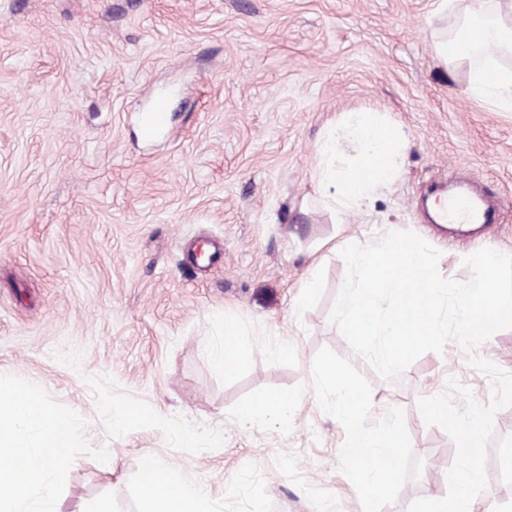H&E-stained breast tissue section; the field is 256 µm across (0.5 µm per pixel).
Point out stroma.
I'll use <instances>...</instances> for the list:
<instances>
[{"label":"stroma","instance_id":"obj_1","mask_svg":"<svg viewBox=\"0 0 512 512\" xmlns=\"http://www.w3.org/2000/svg\"><path fill=\"white\" fill-rule=\"evenodd\" d=\"M461 8L0 0V384L71 417L55 512L103 500L136 512L145 453L202 484L205 512H364L320 381L328 363L372 398L363 427L390 421L404 434L397 488L375 512L446 494L456 449L418 401L453 379L485 403L490 377L451 342L383 378L329 314L343 242L410 230L458 280L481 247L512 255V112L467 96L466 69L433 52ZM166 90L168 133L144 139L139 114ZM361 109L382 113L409 149L371 212L339 224L311 171L324 133ZM435 182L498 199L492 230L431 224L423 202ZM204 245L223 268L194 259ZM227 315L252 347L230 375L207 357ZM272 392L295 398L287 418L241 427L239 406ZM129 405L155 421L116 425ZM489 446L493 510L512 512V407L496 414Z\"/></svg>","mask_w":512,"mask_h":512}]
</instances>
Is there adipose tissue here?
<instances>
[{
  "label": "adipose tissue",
  "mask_w": 512,
  "mask_h": 512,
  "mask_svg": "<svg viewBox=\"0 0 512 512\" xmlns=\"http://www.w3.org/2000/svg\"><path fill=\"white\" fill-rule=\"evenodd\" d=\"M444 65L468 69V96L499 112H512V68L501 59L512 55V0H468L455 30L434 43ZM408 143L380 113H348L320 143L312 181L314 192L335 219L368 212L398 175ZM212 367L230 374L251 359V349L233 319H225L224 336L209 350ZM322 382L337 391L336 411L347 428L344 454L360 487L365 508L394 489L395 472L388 456L403 452V434L395 424L367 431L359 419L369 397L345 384L334 364L320 372ZM36 427L38 448H29L24 428ZM69 417L44 407L19 391L0 389V512L29 504L34 512H53L54 473L69 459ZM204 489L176 477L151 456L141 460L139 512H202Z\"/></svg>",
  "instance_id": "adipose-tissue-1"
}]
</instances>
